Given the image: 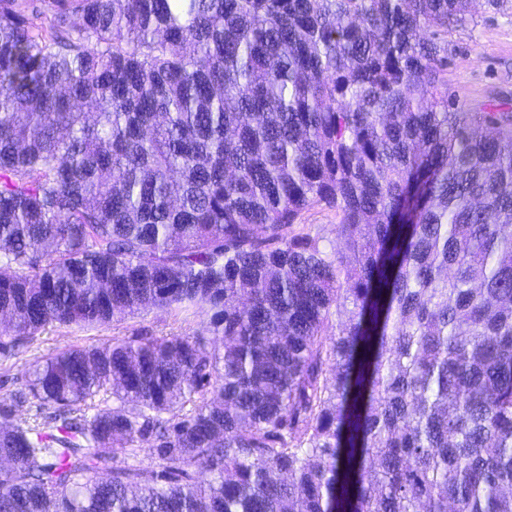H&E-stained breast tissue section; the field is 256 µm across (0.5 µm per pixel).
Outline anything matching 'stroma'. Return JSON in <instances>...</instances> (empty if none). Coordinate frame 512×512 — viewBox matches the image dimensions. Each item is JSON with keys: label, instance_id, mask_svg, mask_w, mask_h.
Instances as JSON below:
<instances>
[{"label": "stroma", "instance_id": "35a3bbf8", "mask_svg": "<svg viewBox=\"0 0 512 512\" xmlns=\"http://www.w3.org/2000/svg\"><path fill=\"white\" fill-rule=\"evenodd\" d=\"M448 92L462 112H512V8L495 13L484 0H474L471 21L451 37ZM209 321V314L195 307L153 308L105 326L48 327L14 341L8 354H0V402L8 404L13 423L34 425L41 408L30 401H13L12 396L25 389L37 362L76 346H99L115 338L201 334Z\"/></svg>", "mask_w": 512, "mask_h": 512}]
</instances>
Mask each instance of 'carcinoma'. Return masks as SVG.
I'll return each instance as SVG.
<instances>
[{
  "label": "carcinoma",
  "mask_w": 512,
  "mask_h": 512,
  "mask_svg": "<svg viewBox=\"0 0 512 512\" xmlns=\"http://www.w3.org/2000/svg\"><path fill=\"white\" fill-rule=\"evenodd\" d=\"M47 2L0 0V316L211 318L36 363L0 512H512V116L448 96L471 0ZM303 224H323L324 235L326 236V244L329 248L343 249L342 242L336 238L333 226L336 224V216L334 212L315 208L306 212L302 218Z\"/></svg>",
  "instance_id": "1"
}]
</instances>
